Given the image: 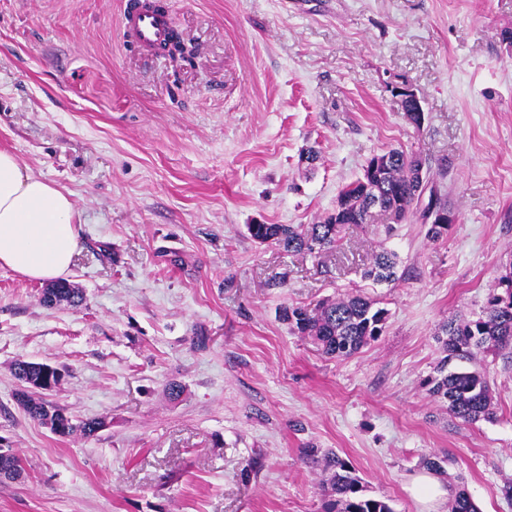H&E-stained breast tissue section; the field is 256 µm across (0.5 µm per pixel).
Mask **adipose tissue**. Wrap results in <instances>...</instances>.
I'll return each mask as SVG.
<instances>
[{
  "label": "adipose tissue",
  "instance_id": "ef3b65f1",
  "mask_svg": "<svg viewBox=\"0 0 512 512\" xmlns=\"http://www.w3.org/2000/svg\"><path fill=\"white\" fill-rule=\"evenodd\" d=\"M78 245L69 193L0 149V267L30 280H55L69 272Z\"/></svg>",
  "mask_w": 512,
  "mask_h": 512
}]
</instances>
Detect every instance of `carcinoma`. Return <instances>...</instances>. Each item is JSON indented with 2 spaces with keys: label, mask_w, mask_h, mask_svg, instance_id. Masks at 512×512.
Instances as JSON below:
<instances>
[{
  "label": "carcinoma",
  "mask_w": 512,
  "mask_h": 512,
  "mask_svg": "<svg viewBox=\"0 0 512 512\" xmlns=\"http://www.w3.org/2000/svg\"><path fill=\"white\" fill-rule=\"evenodd\" d=\"M388 160L371 179L364 173L345 185L338 194L336 208L322 221L308 226L294 224H250L253 240L260 244H274L288 253L313 255L333 249L346 224L370 223L373 205L391 216L394 223L387 225V234L395 231V224L404 222L418 208L420 186L418 173L430 180L422 162L413 154L399 149L386 151ZM398 256L382 249L372 258L363 277L375 284L391 283L397 277ZM502 292L492 294L481 314L475 319L449 318L440 328L445 356L437 365V376L425 380L429 393L448 410V415L465 423L492 420L496 412L492 404L489 381L485 372L461 366L448 368L454 360L472 362L480 354L500 357L512 366V273L498 281ZM83 301L79 289L65 281H58L43 289L42 302L47 307L62 304L77 306ZM284 320L301 334L309 337L319 351L331 358H346L381 336L387 320V311L375 300L361 294L348 293L328 299L313 309L288 308ZM42 364L19 359L14 363V374L23 383L38 378ZM23 411L44 425H58V435L79 433L90 438L103 427L97 418L74 420L62 410L33 393L17 394ZM305 456L322 463L326 479L324 512H393L390 505L378 498L363 494L361 478L350 461L333 451L320 453L318 448L304 449ZM20 459L13 453H0V480H14L20 476ZM451 512H480L479 507L463 490L456 493Z\"/></svg>",
  "instance_id": "obj_1"
}]
</instances>
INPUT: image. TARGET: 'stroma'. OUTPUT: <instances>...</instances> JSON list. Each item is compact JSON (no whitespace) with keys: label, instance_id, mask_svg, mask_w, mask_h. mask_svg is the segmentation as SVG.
<instances>
[{"label":"stroma","instance_id":"obj_1","mask_svg":"<svg viewBox=\"0 0 512 512\" xmlns=\"http://www.w3.org/2000/svg\"><path fill=\"white\" fill-rule=\"evenodd\" d=\"M167 3L197 49L178 69L123 42L121 0H0V148L70 193L84 296L48 308L43 283L0 268V440L23 467L0 512H323L311 446L393 512H450L461 489L512 512V369L481 360L492 421L451 419L424 385L439 325L475 318L512 263V0ZM392 148L447 195L442 240L417 218L386 237L381 214L311 257L250 238L322 220ZM382 246L398 278L375 285ZM347 292L389 313L351 357L282 319ZM20 358L61 370L45 400L103 428L30 419ZM432 455L445 494L426 503L411 486ZM398 256L382 248L374 254L371 264L364 270L363 277L375 284L391 283L397 280Z\"/></svg>","mask_w":512,"mask_h":512}]
</instances>
